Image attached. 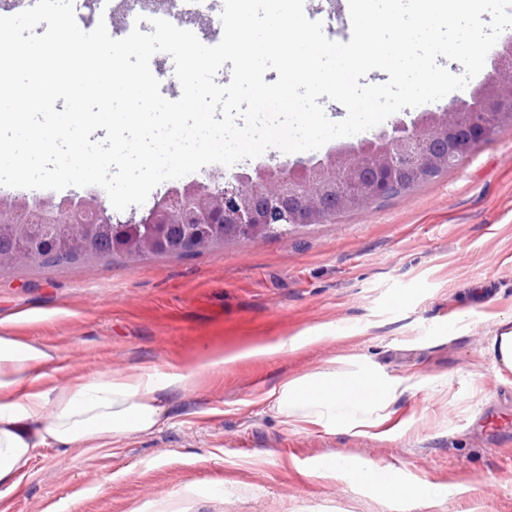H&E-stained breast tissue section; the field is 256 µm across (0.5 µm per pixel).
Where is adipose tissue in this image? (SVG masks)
<instances>
[{"label":"adipose tissue","mask_w":512,"mask_h":512,"mask_svg":"<svg viewBox=\"0 0 512 512\" xmlns=\"http://www.w3.org/2000/svg\"><path fill=\"white\" fill-rule=\"evenodd\" d=\"M57 357L45 344L0 333V486L14 487L38 449L64 454L91 441L153 433L164 421L173 392L228 362L224 356H207L190 372H93L66 386H49L46 370ZM400 393L399 382L376 363L342 359L337 366L270 387L263 400L285 425L312 423L358 434L381 424ZM335 469L355 471L362 482L386 495H428L422 487L406 489L384 478L382 467L374 463L357 466L339 456Z\"/></svg>","instance_id":"obj_1"}]
</instances>
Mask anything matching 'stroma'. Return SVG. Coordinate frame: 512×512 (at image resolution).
Instances as JSON below:
<instances>
[{
  "label": "stroma",
  "mask_w": 512,
  "mask_h": 512,
  "mask_svg": "<svg viewBox=\"0 0 512 512\" xmlns=\"http://www.w3.org/2000/svg\"><path fill=\"white\" fill-rule=\"evenodd\" d=\"M329 39L349 40L348 0H305ZM59 354L52 379L156 367L192 370L204 348L283 344L321 326L334 339L242 359L171 395L153 434L59 454L37 450L0 512H512V372L491 336L512 330V125L412 190L287 235L181 256L87 258L0 274V319ZM363 355L403 389L367 433L291 428L262 403L277 383ZM335 454L389 469L412 503L313 475Z\"/></svg>",
  "instance_id": "obj_1"
}]
</instances>
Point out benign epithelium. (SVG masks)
<instances>
[{
  "mask_svg": "<svg viewBox=\"0 0 512 512\" xmlns=\"http://www.w3.org/2000/svg\"><path fill=\"white\" fill-rule=\"evenodd\" d=\"M506 119L512 121L509 79L496 89L479 85L470 99L454 98L439 113L400 118L373 138L339 144L321 158L259 165L230 178L210 173L205 182L170 187L149 209L125 220L112 215L100 192L88 189L58 201L0 197V224L63 226L86 249L102 224H143L150 233L131 246L132 258L159 255L164 229L176 224L185 228L181 251L198 252L209 242L193 234L194 225L236 224L253 239L278 225L331 223L344 210L368 206L456 166Z\"/></svg>",
  "mask_w": 512,
  "mask_h": 512,
  "instance_id": "7a95c632",
  "label": "benign epithelium"
}]
</instances>
